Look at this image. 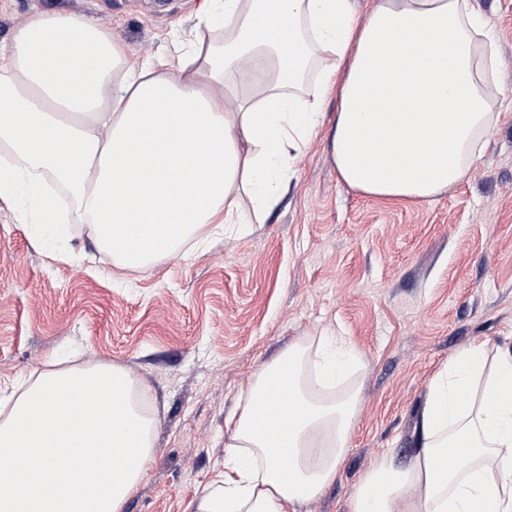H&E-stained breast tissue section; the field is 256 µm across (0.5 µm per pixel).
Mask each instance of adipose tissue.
Listing matches in <instances>:
<instances>
[{
  "label": "adipose tissue",
  "mask_w": 512,
  "mask_h": 512,
  "mask_svg": "<svg viewBox=\"0 0 512 512\" xmlns=\"http://www.w3.org/2000/svg\"><path fill=\"white\" fill-rule=\"evenodd\" d=\"M195 27L208 45L171 70L129 61L74 16L37 14L15 31L0 53V198L25 195L38 235L74 216L117 268L185 258L187 243L269 214L333 96L342 181L431 203L468 174L495 120L494 35L472 0H376L363 18L353 0H204ZM314 71L320 93L307 99ZM47 364L0 404V512H123L153 456L144 391L115 363ZM362 366L343 336L295 342L265 365L194 512H299L320 496L348 448ZM283 375L295 412L272 417L258 401ZM352 512H512V352L481 342L450 360L418 454L405 467L383 457Z\"/></svg>",
  "instance_id": "ef3b65f1"
}]
</instances>
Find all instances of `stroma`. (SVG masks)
Listing matches in <instances>:
<instances>
[{"mask_svg":"<svg viewBox=\"0 0 512 512\" xmlns=\"http://www.w3.org/2000/svg\"><path fill=\"white\" fill-rule=\"evenodd\" d=\"M503 81L499 117L467 176L436 202L346 187L330 156L338 110L298 156L263 223L202 252L120 270L87 225L38 246L0 200V395L60 350L124 366L157 414L154 453L123 512H192L224 469V421L258 370L291 343L348 336L363 359L339 476L303 512H350L384 456L419 450L435 373L466 347L512 350V0H473ZM202 0H0V45L37 13L110 31L130 61L177 59Z\"/></svg>","mask_w":512,"mask_h":512,"instance_id":"stroma-1","label":"stroma"}]
</instances>
